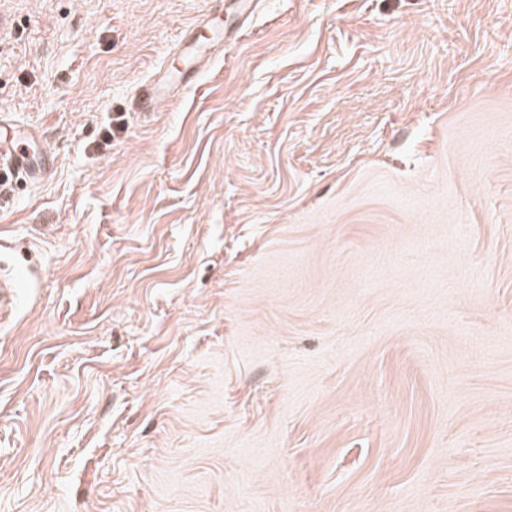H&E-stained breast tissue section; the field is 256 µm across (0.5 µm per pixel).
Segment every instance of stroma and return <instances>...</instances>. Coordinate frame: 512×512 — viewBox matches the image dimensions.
<instances>
[{
	"label": "stroma",
	"mask_w": 512,
	"mask_h": 512,
	"mask_svg": "<svg viewBox=\"0 0 512 512\" xmlns=\"http://www.w3.org/2000/svg\"><path fill=\"white\" fill-rule=\"evenodd\" d=\"M0 0V512H512V0ZM233 32L212 13L192 24L153 74L135 87L128 101L132 114L145 116L196 86L224 50L225 37ZM12 130L13 135L5 145L0 147V195L8 192L17 177L38 181L44 171V166L34 163L30 149L35 144V137L28 131L14 127L5 114H0V129ZM14 130L18 131L15 133Z\"/></svg>",
	"instance_id": "35a3bbf8"
}]
</instances>
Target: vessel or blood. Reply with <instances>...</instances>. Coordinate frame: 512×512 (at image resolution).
<instances>
[{
  "label": "vessel or blood",
  "mask_w": 512,
  "mask_h": 512,
  "mask_svg": "<svg viewBox=\"0 0 512 512\" xmlns=\"http://www.w3.org/2000/svg\"><path fill=\"white\" fill-rule=\"evenodd\" d=\"M229 34L221 18L211 13L192 24L153 74L133 90L128 101L133 115H146L196 86L223 51L224 39ZM13 127V122L0 114V129L12 133L7 145L0 147V195L8 192L17 178L36 181L44 171L30 154L34 135L14 132Z\"/></svg>",
  "instance_id": "b4317fda"
}]
</instances>
